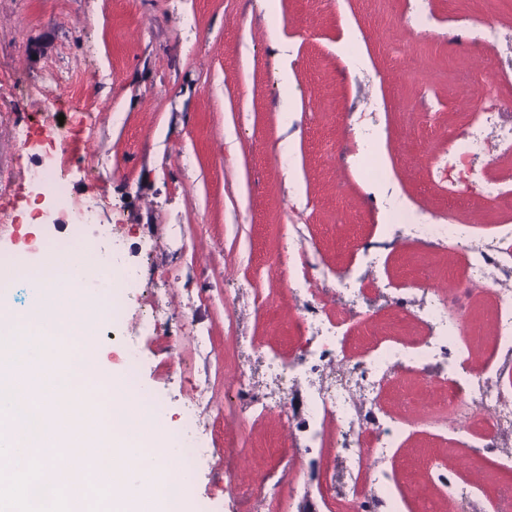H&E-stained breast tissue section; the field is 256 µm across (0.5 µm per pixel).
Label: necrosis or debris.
<instances>
[{
	"label": "necrosis or debris",
	"mask_w": 512,
	"mask_h": 512,
	"mask_svg": "<svg viewBox=\"0 0 512 512\" xmlns=\"http://www.w3.org/2000/svg\"><path fill=\"white\" fill-rule=\"evenodd\" d=\"M416 235L449 245H464L461 285L497 293L512 284V233L466 245L462 224H418ZM49 257L69 260L91 252L98 258L105 287L113 294L109 316H116L135 298L140 287L137 272L127 266L117 250L74 234L67 241L46 245ZM336 292L323 293L307 279L295 281L296 315L308 331L301 351L285 359L269 353L262 366L243 364L232 387L253 391L251 411L277 415L282 427L298 436L305 451L323 447L325 426L333 424L336 445L351 478L350 512H380L389 502L385 494L387 472L379 461L392 458L411 420L394 415L383 401L389 387L402 385L406 377H419L428 386L445 387L442 398L448 407V432L455 442L479 448L495 460L512 458V392L504 385L512 378V293L498 303L496 342L479 371L467 368L475 327L467 314L454 308L452 298L432 287L414 291L393 288L383 296L385 304L399 311L417 308L419 318L433 332L416 341L381 337L363 355L354 354L347 337L335 326L347 317H368L373 289L356 287L339 278ZM341 302L348 311L329 318L325 307ZM206 393H197L184 413L178 441L180 464L185 471L198 468L205 431L196 417V407L208 403ZM278 512H293L290 497L281 482L262 480L238 486L239 512H255L259 503Z\"/></svg>",
	"instance_id": "obj_1"
}]
</instances>
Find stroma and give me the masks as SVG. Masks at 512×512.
<instances>
[{
  "label": "stroma",
  "instance_id": "obj_1",
  "mask_svg": "<svg viewBox=\"0 0 512 512\" xmlns=\"http://www.w3.org/2000/svg\"><path fill=\"white\" fill-rule=\"evenodd\" d=\"M491 16L492 96L507 112L512 14L498 0H278L272 13L264 0H0V256L24 249L32 206L45 213L35 237L63 240L74 227L32 181L35 167L61 170L73 198L95 206L84 237L111 229L165 311L147 334L130 304L97 339L99 368L125 371L123 345H139L137 382L163 400L175 431L197 392L211 398L198 413L216 453L194 473L193 512H228L225 441L246 480L283 474L278 419L225 401L224 381L241 360L237 337H253L257 361L295 352L290 279L314 270L325 288L340 275L444 288L458 251L416 241L402 220L468 224L481 236L512 227V209L473 191L483 167L512 187L498 125L484 129V156L448 155L483 95L484 61L466 40ZM60 126L79 153L47 148ZM380 133L387 161L372 177L361 146ZM395 234L376 266L359 265L362 243ZM197 330L208 351H197ZM442 456L463 481L488 466L419 420L389 462L399 512H422L418 491L441 499L427 462ZM284 476L308 485L299 512H345L352 482L335 444L315 470ZM327 482L324 500L316 489Z\"/></svg>",
  "mask_w": 512,
  "mask_h": 512
}]
</instances>
